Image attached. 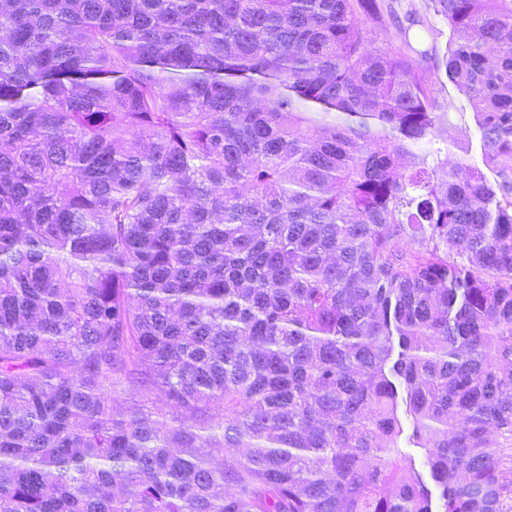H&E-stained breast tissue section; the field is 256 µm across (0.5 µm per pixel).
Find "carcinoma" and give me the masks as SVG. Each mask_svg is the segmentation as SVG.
Returning <instances> with one entry per match:
<instances>
[{"label":"carcinoma","mask_w":512,"mask_h":512,"mask_svg":"<svg viewBox=\"0 0 512 512\" xmlns=\"http://www.w3.org/2000/svg\"><path fill=\"white\" fill-rule=\"evenodd\" d=\"M433 9L480 167L385 0H0V512H512V0ZM419 75L441 103L445 106L446 103H451L448 121L438 133L437 139L440 141L433 146L446 148L444 140H447L448 162L470 159L471 162L482 166L480 133L467 96L448 80L444 67L436 71L425 66L419 70Z\"/></svg>","instance_id":"cac0c4a2"}]
</instances>
